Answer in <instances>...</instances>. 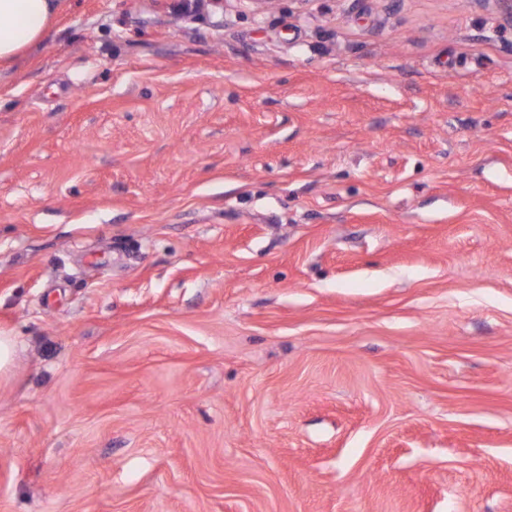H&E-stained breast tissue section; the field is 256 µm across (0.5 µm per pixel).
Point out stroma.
Wrapping results in <instances>:
<instances>
[{
	"instance_id": "obj_1",
	"label": "stroma",
	"mask_w": 512,
	"mask_h": 512,
	"mask_svg": "<svg viewBox=\"0 0 512 512\" xmlns=\"http://www.w3.org/2000/svg\"><path fill=\"white\" fill-rule=\"evenodd\" d=\"M0 512H512L494 0H73L0 68Z\"/></svg>"
}]
</instances>
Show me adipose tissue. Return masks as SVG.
I'll return each mask as SVG.
<instances>
[{
  "label": "adipose tissue",
  "mask_w": 512,
  "mask_h": 512,
  "mask_svg": "<svg viewBox=\"0 0 512 512\" xmlns=\"http://www.w3.org/2000/svg\"><path fill=\"white\" fill-rule=\"evenodd\" d=\"M63 0H0V65L42 40Z\"/></svg>",
  "instance_id": "obj_1"
}]
</instances>
